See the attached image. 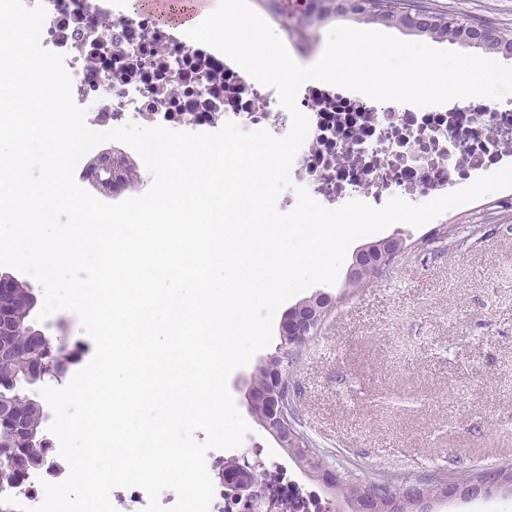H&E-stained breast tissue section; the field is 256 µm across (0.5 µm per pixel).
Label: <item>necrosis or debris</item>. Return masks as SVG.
<instances>
[{"instance_id":"4bbe7bcc","label":"necrosis or debris","mask_w":512,"mask_h":512,"mask_svg":"<svg viewBox=\"0 0 512 512\" xmlns=\"http://www.w3.org/2000/svg\"><path fill=\"white\" fill-rule=\"evenodd\" d=\"M38 1L47 12L41 44L63 55L72 99L91 129L129 122L216 128L230 120L276 137L289 132L276 91L209 46L183 48L146 17L107 13L103 0H25ZM296 104L309 131L290 169L294 188L276 202L281 212L293 209L298 186L327 208L353 199L380 208L396 196L412 204L437 198L512 164V108L480 97L428 109L309 81ZM47 454L48 465L23 479L18 499L25 506L40 505L44 483L69 474L56 446ZM271 467L278 501L246 495L228 479L215 486L209 512H329L317 490L280 462Z\"/></svg>"}]
</instances>
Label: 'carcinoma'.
<instances>
[{"label":"carcinoma","instance_id":"carcinoma-1","mask_svg":"<svg viewBox=\"0 0 512 512\" xmlns=\"http://www.w3.org/2000/svg\"><path fill=\"white\" fill-rule=\"evenodd\" d=\"M288 17L294 19L296 27L317 29L332 18L353 19L362 23H382L386 26L402 28L414 35L428 36L432 39L448 41L463 47L472 48L484 57L498 55L512 56V30L489 26H477L468 19L446 12L435 11L419 2V0H353V3L340 5V0H299V3L288 11ZM405 249L406 245L400 237H388L365 245L367 262L377 261L380 250L387 246ZM380 277V269L368 268L360 281H345L344 290L336 297L322 292L317 296L304 300L296 309L315 317V328L327 319L332 308L346 300L360 288H365ZM14 335H0V373L19 369V359L14 353V345L30 341V337L40 335V331L28 323V315L15 312L12 320ZM299 350L288 353L285 361L277 366L261 364L255 368L252 383L265 387L270 384L288 392V385L297 369ZM26 380H21L14 391L15 400L24 406L26 424L18 431L12 427L0 428V457L7 460L14 453H24L32 446L46 451L48 444L39 435L43 408L27 397L23 392ZM296 409L288 410L286 424L301 440L298 448L288 447V455L298 463L318 474L322 481L336 490L344 501L354 506L358 503L370 502L371 512H420L419 504L433 498L448 497V483L456 485L458 494L465 499H473L470 487L482 479L487 468L475 467L463 474L448 473L427 481H418L416 495H402L392 491L393 484L373 474L354 476L346 471H339L327 461L325 452L313 447L308 435L297 427ZM22 484L9 469L0 473V497L13 496L19 493Z\"/></svg>","mask_w":512,"mask_h":512}]
</instances>
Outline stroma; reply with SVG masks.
<instances>
[{"label": "stroma", "instance_id": "stroma-1", "mask_svg": "<svg viewBox=\"0 0 512 512\" xmlns=\"http://www.w3.org/2000/svg\"><path fill=\"white\" fill-rule=\"evenodd\" d=\"M475 21L512 28V0H427ZM298 63L324 50L331 19L294 28L270 0H249ZM430 226L395 224L408 250L387 273L339 306L302 348L288 390L298 421L340 468L394 481L457 473L512 460V213L485 235L453 247L431 243ZM86 366L95 346L70 312L40 322ZM233 460L285 463L309 475L259 425Z\"/></svg>", "mask_w": 512, "mask_h": 512}]
</instances>
